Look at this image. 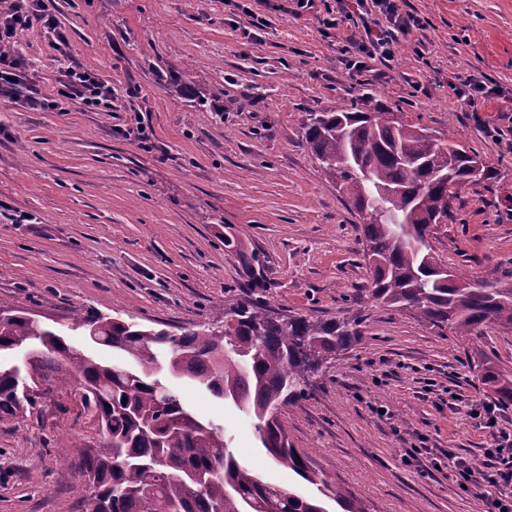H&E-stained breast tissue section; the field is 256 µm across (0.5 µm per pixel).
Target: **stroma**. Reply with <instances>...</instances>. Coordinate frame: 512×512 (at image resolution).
<instances>
[{"instance_id":"35a3bbf8","label":"stroma","mask_w":512,"mask_h":512,"mask_svg":"<svg viewBox=\"0 0 512 512\" xmlns=\"http://www.w3.org/2000/svg\"><path fill=\"white\" fill-rule=\"evenodd\" d=\"M399 5L424 28L381 77L345 70L342 33L309 15L270 12L269 28L248 39V17L226 0H52L69 46L56 50L39 27L19 34L25 81L53 98L78 64L111 83L115 108L36 110L0 97V309L53 326L91 309L174 333L223 323L225 301L246 299L250 280L244 255L224 245L232 231L260 259L272 312L364 318L344 356L281 410L311 468L366 512H483L447 472L421 476L402 456L421 443L482 460L492 436L470 414L495 395L477 368L512 380V330L462 341L372 305L360 219L303 138L308 113L361 110L370 97L429 133L455 132L493 177L465 187L436 227L435 255L465 278H512V0ZM174 76L185 86L177 97ZM469 76L491 91L479 112L450 103L449 81ZM135 110L155 133L152 150L128 134ZM35 374V406L0 416V512H81L79 463L99 431L56 366ZM175 387L198 416L224 424L265 481L315 494L232 405L186 380Z\"/></svg>"}]
</instances>
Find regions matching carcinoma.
Wrapping results in <instances>:
<instances>
[{"label":"carcinoma","instance_id":"obj_1","mask_svg":"<svg viewBox=\"0 0 512 512\" xmlns=\"http://www.w3.org/2000/svg\"><path fill=\"white\" fill-rule=\"evenodd\" d=\"M303 130L327 181L361 220L372 302L414 312L454 336H478L489 325L512 329V278L464 281L431 254V220L449 216L465 186L489 178L488 166L474 168L476 155L464 144L428 135L372 102L356 112H310ZM224 246L251 268L259 263L234 234L224 236ZM251 288L255 300L230 305L224 324L178 335L96 311L73 322L72 330L112 348L122 365L74 349L25 311L0 310V352L25 349L31 364L63 362L93 407L100 441L80 466L90 488L83 512H328L324 497L343 512H365L348 490L309 467L278 417L362 335L363 317L274 316L262 301L266 282L256 277ZM163 354L167 373L233 404L276 463L317 486L321 497L270 484L243 465L224 426L191 412L164 374L153 372ZM482 379L501 404H512V380L489 367ZM34 384L20 366L0 364V412L26 413L35 404Z\"/></svg>","mask_w":512,"mask_h":512}]
</instances>
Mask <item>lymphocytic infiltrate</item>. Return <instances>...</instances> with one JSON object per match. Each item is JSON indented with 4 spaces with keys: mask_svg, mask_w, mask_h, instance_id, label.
<instances>
[{
    "mask_svg": "<svg viewBox=\"0 0 512 512\" xmlns=\"http://www.w3.org/2000/svg\"><path fill=\"white\" fill-rule=\"evenodd\" d=\"M299 13H326V28L345 29L344 53L348 70L360 71L375 64L389 65L395 57L400 36L422 29L421 20L401 13L397 0H296ZM361 23L360 33H351L353 23ZM41 26L55 35L56 45L66 47L68 39L55 14L45 0H13L8 14H0V94L11 96L24 87L19 60L5 54L4 46L33 26ZM60 96L80 99L85 105L111 108L113 91L98 73L91 70H70L59 91ZM500 408L495 404L482 405L473 416L482 428L494 434L493 448L485 452L483 465L448 452L438 458L431 449L410 448L404 454L409 463H418L422 474L448 469L456 486L479 494L486 503L485 512H512V433L500 429Z\"/></svg>",
    "mask_w": 512,
    "mask_h": 512,
    "instance_id": "lymphocytic-infiltrate-1",
    "label": "lymphocytic infiltrate"
}]
</instances>
